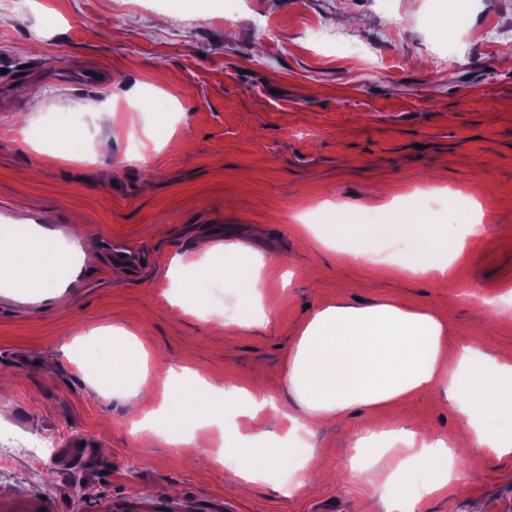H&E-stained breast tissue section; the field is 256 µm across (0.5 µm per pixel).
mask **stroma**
<instances>
[{
	"mask_svg": "<svg viewBox=\"0 0 512 512\" xmlns=\"http://www.w3.org/2000/svg\"><path fill=\"white\" fill-rule=\"evenodd\" d=\"M225 2L0 0V224H50L66 240L78 217L97 255L39 307L0 288V512H370L382 489L349 480L347 435L373 423L460 430L454 405L427 393L323 430V471L300 468L297 448L236 489L220 427L206 448L139 429L162 404L161 368L132 399L88 372L116 327L219 387L277 378L305 322L336 303L438 315L452 350L486 340L493 316L488 340L512 347V310L495 314L512 294V0H235L229 17ZM441 13L465 20L452 38ZM90 70L98 87L81 83ZM47 149L79 159L48 165ZM414 193L430 224H447L464 196L482 207L475 234L453 225L466 247L447 277L399 269L398 240L357 266L342 259L346 240L308 250L303 226L323 223L320 203L372 224ZM111 238L146 264L115 277ZM199 239L292 271L290 285L267 284L262 325H234L230 282L197 302L174 287V259ZM41 435L57 441L52 462L16 454ZM423 501L424 512H512V455Z\"/></svg>",
	"mask_w": 512,
	"mask_h": 512,
	"instance_id": "obj_1",
	"label": "stroma"
}]
</instances>
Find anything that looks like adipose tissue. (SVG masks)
I'll use <instances>...</instances> for the list:
<instances>
[{
	"mask_svg": "<svg viewBox=\"0 0 512 512\" xmlns=\"http://www.w3.org/2000/svg\"><path fill=\"white\" fill-rule=\"evenodd\" d=\"M339 237L357 241L344 253L345 262L352 265L368 261L373 242H406L403 268L429 275L445 274L449 256L464 248L463 241L447 228L424 224L414 206L387 212L378 224L361 223L350 208L331 212L318 240L327 243ZM0 247L7 251L0 257V281L40 293L55 287L63 262L50 234L1 224ZM195 248L206 259L181 265L179 286L186 295L202 298L209 284L222 278L236 286V325H252L264 315L262 288L266 278L279 276L278 261L239 260L242 246L231 242L223 247L230 262L212 263L208 257L215 252L213 246L199 242ZM447 334L448 324L442 318L393 304L339 303L318 309L297 337L280 378L295 401L293 409L277 405L270 384L263 382L226 386L219 399V408L235 410L234 431L224 437L225 450L243 460L235 477L247 483L265 480L287 460L291 443L300 440L308 443L305 465L318 468L320 458L313 441L319 432L353 410L376 415L428 392L455 403L462 434L434 433L424 439L413 430L373 427L352 434L347 447L373 449L386 441L388 452L434 474L427 488L431 494L451 490L448 465L466 453L471 442L499 456L511 453L512 350L466 346L450 351L445 347ZM147 356L137 337L120 332L113 335L109 354L99 362L97 372L111 381L113 393L123 394L129 381L145 370ZM163 386L166 403L146 416L143 428L176 445L193 441L197 429L213 425L210 408L197 399L207 384L196 373L185 366L168 368ZM268 414L280 431L276 448L264 447L265 431L254 428L257 418Z\"/></svg>",
	"mask_w": 512,
	"mask_h": 512,
	"instance_id": "ef3b65f1",
	"label": "adipose tissue"
}]
</instances>
